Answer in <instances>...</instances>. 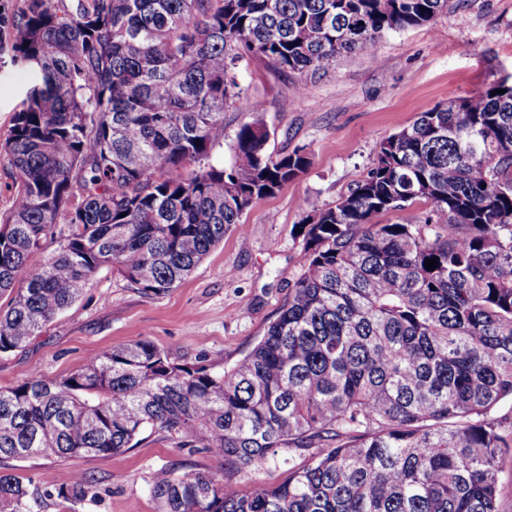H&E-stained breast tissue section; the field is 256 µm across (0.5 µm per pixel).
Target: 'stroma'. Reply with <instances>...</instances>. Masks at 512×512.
<instances>
[{
	"label": "stroma",
	"instance_id": "stroma-1",
	"mask_svg": "<svg viewBox=\"0 0 512 512\" xmlns=\"http://www.w3.org/2000/svg\"><path fill=\"white\" fill-rule=\"evenodd\" d=\"M24 0H0V142L35 84L33 71L12 62L8 25ZM512 80V0H449L429 24L387 31L373 50L341 57L334 68L299 75L248 56L236 79L253 111L224 112V135L210 164H227L240 127L265 125L268 153L303 147L308 170L244 213L179 287L154 297L139 293L103 267L69 309L23 350L0 355V389L34 376L70 374L101 352L145 338L179 363L205 360L229 368L264 336L303 263L297 229L300 201L325 208L347 195L372 166L387 137L419 112ZM305 91H298V84ZM223 461L200 448H182L159 433L143 434L130 450L107 456L8 462L6 471L68 485L82 473L97 499L65 506L43 496L41 512H157L151 485L159 478L218 473Z\"/></svg>",
	"mask_w": 512,
	"mask_h": 512
}]
</instances>
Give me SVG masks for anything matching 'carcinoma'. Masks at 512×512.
<instances>
[{
    "instance_id": "1",
    "label": "carcinoma",
    "mask_w": 512,
    "mask_h": 512,
    "mask_svg": "<svg viewBox=\"0 0 512 512\" xmlns=\"http://www.w3.org/2000/svg\"><path fill=\"white\" fill-rule=\"evenodd\" d=\"M448 0H29L13 62L40 74L0 143V355L24 348L110 266L169 293L256 200L310 165L273 157L244 124L230 165L209 157L250 53L277 71L329 70ZM505 93L499 94L497 90ZM430 202L422 219L377 217ZM302 226L304 265L257 345L221 371L146 339L60 379L0 390V462L105 456L150 430L204 448L230 477H288L229 493L216 476L160 479L159 512H499L512 459V83L418 114L350 192ZM72 232L41 262L30 260ZM438 258L430 271L425 261ZM319 452L313 453L311 449ZM32 480L0 472V512H40ZM98 496L76 474L46 491ZM286 469L287 467H281L280 469L270 467L259 471L251 470L245 476H236L232 479H227L226 476L224 477L223 470V481L233 489L244 493L256 486L271 485L281 482L287 475V473H284Z\"/></svg>"
}]
</instances>
